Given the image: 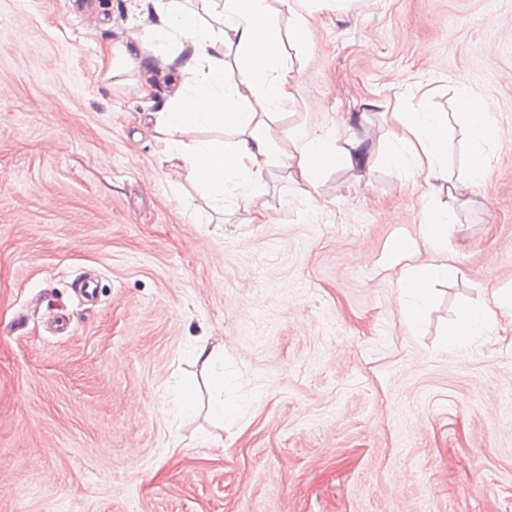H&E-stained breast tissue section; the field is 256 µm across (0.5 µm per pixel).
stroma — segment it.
Listing matches in <instances>:
<instances>
[{"label": "stroma", "instance_id": "stroma-1", "mask_svg": "<svg viewBox=\"0 0 512 512\" xmlns=\"http://www.w3.org/2000/svg\"><path fill=\"white\" fill-rule=\"evenodd\" d=\"M147 2L0 0V512H512V0H307L278 66L294 98L266 118L265 222L161 161L148 118L185 46L110 62L152 31ZM459 78L497 137L432 249L425 186L380 154L393 107L447 112L457 175ZM399 82L432 93L398 102ZM355 123L365 174L303 194L290 135ZM400 239L450 269L415 332ZM484 303L486 334L447 345ZM280 5L291 16V28L288 33V40L291 43L303 42L309 34L310 14L302 10L299 3L302 0H277Z\"/></svg>", "mask_w": 512, "mask_h": 512}]
</instances>
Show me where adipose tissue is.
Instances as JSON below:
<instances>
[{
    "mask_svg": "<svg viewBox=\"0 0 512 512\" xmlns=\"http://www.w3.org/2000/svg\"><path fill=\"white\" fill-rule=\"evenodd\" d=\"M213 25L198 22L193 13L181 8L177 0H156L165 24L151 36L130 38V50L156 55L173 43L190 42L192 55L179 69L180 80L165 111L155 113L153 131L161 145L164 162L186 169L195 183L216 203L231 202L236 207L255 208L257 188L264 174L278 157L268 127L261 115L241 104L232 93L235 73L249 75L256 82L265 108H277L292 99L288 83L276 65L284 42L299 43L309 34V15L300 0H279L291 17L287 39L277 35L269 0H204ZM236 47L240 69L225 60L226 47ZM458 106L465 117L473 147L464 170L449 180L444 162L448 146V119L436 112H399L400 156L415 179L430 189H446L453 202L461 200L469 187L483 179L490 160L485 145L496 135V125L483 97L467 86H460ZM204 127L231 131L236 140L224 148L190 134ZM357 170L368 163L366 140L355 127L342 133V143L329 145L320 137H300L288 157L292 176L303 191L316 189L324 172L341 162Z\"/></svg>",
    "mask_w": 512,
    "mask_h": 512,
    "instance_id": "1",
    "label": "adipose tissue"
}]
</instances>
